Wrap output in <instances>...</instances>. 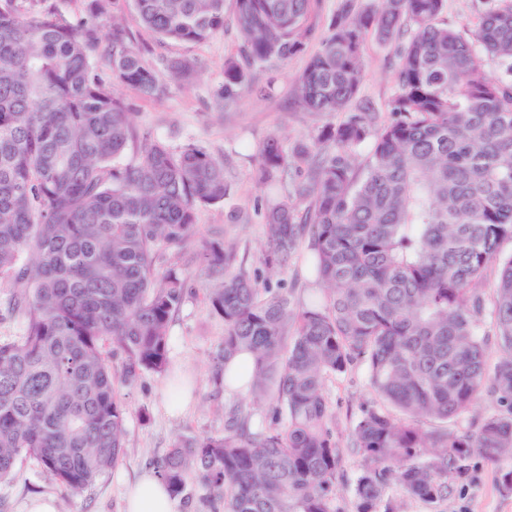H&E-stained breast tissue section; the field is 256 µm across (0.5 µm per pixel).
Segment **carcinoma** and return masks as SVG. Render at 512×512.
<instances>
[{
    "label": "carcinoma",
    "instance_id": "1",
    "mask_svg": "<svg viewBox=\"0 0 512 512\" xmlns=\"http://www.w3.org/2000/svg\"><path fill=\"white\" fill-rule=\"evenodd\" d=\"M313 3L133 0L142 27L191 43L224 29L231 6L240 44L213 92L220 108L253 70L305 52ZM482 4L471 34L440 22L447 0H340L295 86L305 111L340 119L288 147L271 138L255 171L270 193L263 277L236 263L235 242L194 241L198 209L233 198L223 161L139 134L100 77L102 60L118 83L166 93L121 20L105 42L54 0H0V288L23 320L0 339V482L29 456L81 493L115 466L120 389L170 372V325L193 291L177 259L189 250L224 323L214 384L233 377L237 355L253 361L239 371L247 394L224 402L223 432L182 436L153 461L174 497L194 478L223 512H346L328 383L356 365L375 398L347 433L362 459L354 512H393L392 484L438 502L475 459L512 462V0ZM370 36L396 46L384 114L358 101ZM164 67L176 80L201 69L179 57ZM294 259L314 278L305 293L271 281ZM484 394L492 413L472 431L448 428Z\"/></svg>",
    "mask_w": 512,
    "mask_h": 512
}]
</instances>
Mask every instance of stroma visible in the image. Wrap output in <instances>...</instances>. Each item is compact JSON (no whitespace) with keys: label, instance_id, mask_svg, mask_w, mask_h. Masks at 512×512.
Wrapping results in <instances>:
<instances>
[{"label":"stroma","instance_id":"1","mask_svg":"<svg viewBox=\"0 0 512 512\" xmlns=\"http://www.w3.org/2000/svg\"><path fill=\"white\" fill-rule=\"evenodd\" d=\"M116 13L126 20L127 41L154 66L173 57L199 60L201 75L188 85H170L163 98H149L134 89L120 87L127 106L133 112L138 130L146 131L178 146L195 141L223 160L225 175L235 191L237 204L252 208L265 194L256 185L254 173L259 151L273 137L289 143L309 138L329 123L326 115L303 111L294 88L306 67L318 39H311L306 53L288 63H275L255 70L254 86L239 103L219 110L212 92L224 79V60L236 54L237 30L226 20L223 31L203 44L174 43L159 40L141 27L131 0H117ZM115 13V14H116ZM365 73L359 97L385 111L394 90L397 60L392 47L368 39L365 45ZM227 206L199 209L197 234L210 237L226 233L238 244V260L246 268H260V247L264 242L262 217L254 213L248 224L230 223ZM194 272L195 294L189 296L170 328V360L174 369L187 371L195 384L193 402L180 413L170 412L167 379L151 372L131 388L121 391L127 425L126 448L118 463L94 487L75 494L51 481L36 460L22 459L15 477L0 483V512H22L24 501L34 494L53 496L58 512H123L127 480L148 468L152 459L162 456L180 436H203L220 432L224 421L217 408L224 403L210 380L211 355L224 336V324L212 316L202 289L203 278ZM336 412V433L346 436L350 422L373 392L363 366H355L330 386ZM503 466L479 461L471 481L454 486L447 500L426 503L407 497L399 487H391L389 496L397 512H512V494L500 488Z\"/></svg>","mask_w":512,"mask_h":512}]
</instances>
